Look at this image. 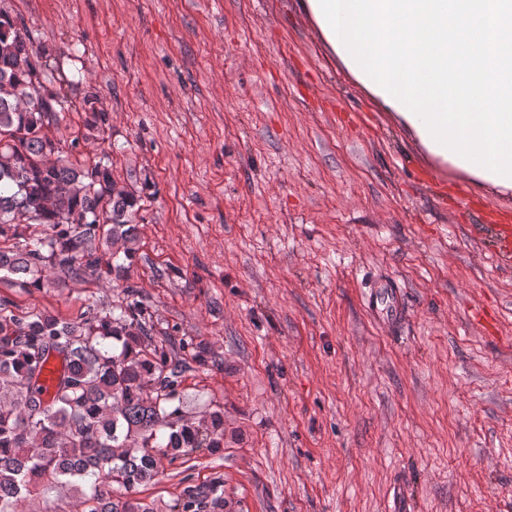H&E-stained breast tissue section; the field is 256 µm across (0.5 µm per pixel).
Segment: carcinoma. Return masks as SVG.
Instances as JSON below:
<instances>
[{"instance_id": "cac0c4a2", "label": "carcinoma", "mask_w": 512, "mask_h": 512, "mask_svg": "<svg viewBox=\"0 0 512 512\" xmlns=\"http://www.w3.org/2000/svg\"><path fill=\"white\" fill-rule=\"evenodd\" d=\"M45 52L23 21L0 11V272L23 289L49 290L61 276L104 268L122 280L127 266L102 246L135 238L141 208L117 187L103 161H64L42 134L64 107L61 90L43 84ZM83 99L86 135L109 115ZM0 298V512L58 485L77 492V512H155L138 487L163 461L198 448L224 447V412L197 426L180 423L186 363L152 336L145 298L125 285L108 308L94 296L74 320L45 310L16 314ZM61 372L47 394L40 377L52 354ZM224 498L185 487L169 512H212Z\"/></svg>"}]
</instances>
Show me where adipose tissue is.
Wrapping results in <instances>:
<instances>
[{"mask_svg":"<svg viewBox=\"0 0 512 512\" xmlns=\"http://www.w3.org/2000/svg\"><path fill=\"white\" fill-rule=\"evenodd\" d=\"M342 67L432 158L512 192V0H303Z\"/></svg>","mask_w":512,"mask_h":512,"instance_id":"1","label":"adipose tissue"}]
</instances>
